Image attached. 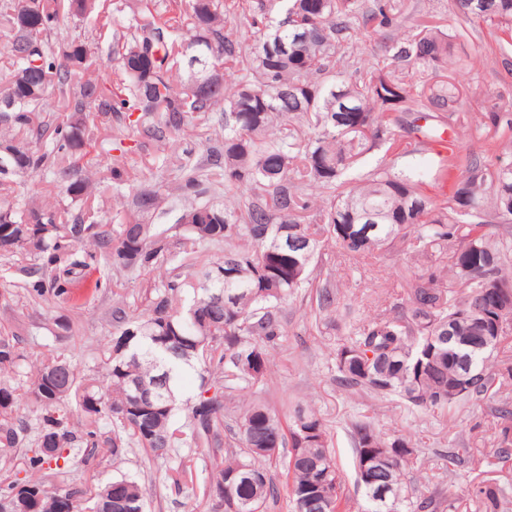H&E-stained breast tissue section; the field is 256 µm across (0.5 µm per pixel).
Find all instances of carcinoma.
I'll list each match as a JSON object with an SVG mask.
<instances>
[{
    "label": "carcinoma",
    "instance_id": "1",
    "mask_svg": "<svg viewBox=\"0 0 512 512\" xmlns=\"http://www.w3.org/2000/svg\"><path fill=\"white\" fill-rule=\"evenodd\" d=\"M453 15L485 24L501 56L512 51V0H451ZM97 0H4L0 41L9 67L0 83V258L23 277L31 299L81 309L75 288L104 261L117 274L141 277L139 307L112 288V334L100 341L95 364L81 370L57 346L74 323L40 338L0 333V455L23 448L25 476L0 487L4 512H146L149 485L126 474L96 475L101 449L112 463L130 448L167 462L181 448L210 460L207 481L194 482L181 460L169 475L174 489L199 492L209 512H268L281 495L291 512H346L343 479L325 419L296 405L288 419L257 400L238 399L271 373L272 350L288 341L281 306L316 285L318 313L336 308L341 273L316 282L326 247L341 261L373 265L404 260L386 292V312L344 324L334 349L340 384L368 395L394 396L427 414L484 402L491 410L497 458L512 459V399L494 398L512 385V303L488 308L494 291L512 290V113L491 111L471 126L462 113L467 56L460 34L405 0H118L131 17L112 35L120 81L88 78L97 51L86 37L52 42L65 18L82 21ZM258 36L226 30L233 16ZM403 36L384 44L387 57L345 76L337 50L357 32ZM186 59L193 74L179 83ZM224 112L223 146L206 163L180 167L176 181L133 183V160L95 170L79 165L107 144L112 117L130 118L139 155L163 146L217 109ZM424 124H419V121ZM448 126L495 148L461 149L436 171L452 181L443 199L423 192L424 175L374 168L345 180L379 148L415 154ZM50 174L69 201L50 206L21 198L26 182ZM232 187L224 202H190L175 224L148 218L166 198L202 194L203 179ZM100 198L115 201L123 224L92 220ZM499 327L501 349L484 346ZM470 363L467 388L455 392ZM198 369L202 383L178 424L177 386ZM152 389L137 405L135 385ZM236 423L224 442V420ZM353 467L366 449L385 448L376 487L364 488V512H403L405 482L419 472L418 444L386 433L372 417L351 423ZM85 467V480L59 488L45 473ZM235 479L233 500L217 491ZM112 493V510L105 494ZM479 512H501L508 489L477 484ZM410 512H461L459 499L436 488L408 502Z\"/></svg>",
    "mask_w": 512,
    "mask_h": 512
}]
</instances>
